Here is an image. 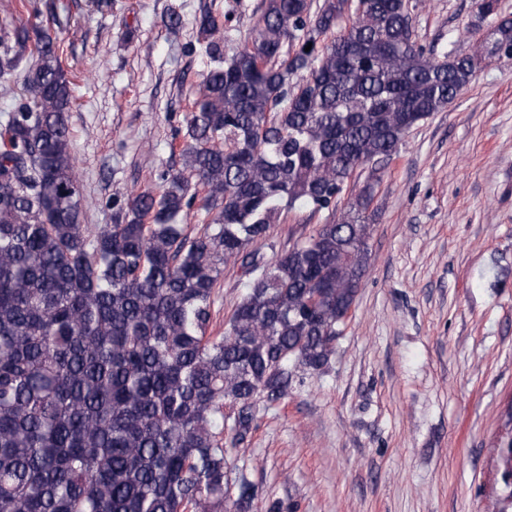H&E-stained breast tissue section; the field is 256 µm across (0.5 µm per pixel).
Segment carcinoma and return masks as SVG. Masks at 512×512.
Returning a JSON list of instances; mask_svg holds the SVG:
<instances>
[{"mask_svg":"<svg viewBox=\"0 0 512 512\" xmlns=\"http://www.w3.org/2000/svg\"><path fill=\"white\" fill-rule=\"evenodd\" d=\"M259 11L229 54L200 9L181 167L108 200L94 231L64 42L35 21L0 30V78L23 74L0 115V512H253L226 445L296 369L329 364L369 264L375 183L273 262L249 247L288 211L336 214L358 166L396 155L483 59H512L511 19L450 64L417 42L404 0ZM197 203L211 220L190 237ZM237 262L245 292L214 336L215 288Z\"/></svg>","mask_w":512,"mask_h":512,"instance_id":"carcinoma-1","label":"carcinoma"}]
</instances>
